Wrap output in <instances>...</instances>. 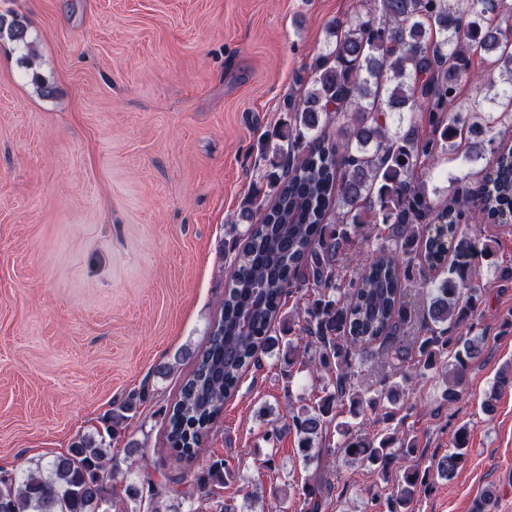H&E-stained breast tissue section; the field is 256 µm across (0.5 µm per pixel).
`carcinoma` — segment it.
<instances>
[{
	"mask_svg": "<svg viewBox=\"0 0 512 512\" xmlns=\"http://www.w3.org/2000/svg\"><path fill=\"white\" fill-rule=\"evenodd\" d=\"M501 0H366V13L336 22L316 58L311 85L290 105L288 124L266 144L272 154L267 174L272 203L251 198L233 231L245 224L243 250L212 324L205 349L185 355L192 369L173 406L165 411L166 444L188 466H201L195 485L214 512H238L214 487L232 472L207 454L206 443L224 401L262 357L282 366L287 385L296 375H320L322 396L299 399L283 427L269 424L272 445L286 431L298 437L306 462L337 452L388 481L395 462L416 455L414 441L398 436L401 413L411 410L406 384L448 366L441 400L459 401L468 366L482 354L472 335L482 302L479 269L494 258L497 239L483 224L512 220V151L501 149L512 135V26L496 15ZM6 36L27 45L18 20L3 26ZM477 49L492 64L472 73L468 53ZM474 88L462 102L458 89ZM427 116L429 136L419 139L407 117ZM461 153L476 163L496 156L479 191L464 178L448 189L428 191L414 171L441 151ZM372 246L364 259L359 244ZM358 266L355 275L350 268ZM435 272L432 278L426 271ZM418 288L428 298L421 310L406 301ZM296 297L293 313L282 315ZM282 333L296 340L283 342ZM380 358L392 374L379 386H358V365ZM174 363L160 362L166 376ZM512 388V369L496 376L482 402L495 410L498 395ZM145 390L129 393L112 408L106 435L81 437L63 456L19 477L0 469V512H108L120 473L111 441L144 401ZM370 417L386 424L372 436L352 426ZM343 436L338 446L332 433ZM468 431L456 430L453 448L432 462L441 478L465 464ZM429 481L417 469L396 473L391 491L374 493L380 512H409ZM146 478L128 484L125 512H182L178 485ZM333 483L316 473L293 487L302 512H321Z\"/></svg>",
	"mask_w": 512,
	"mask_h": 512,
	"instance_id": "1",
	"label": "carcinoma"
}]
</instances>
